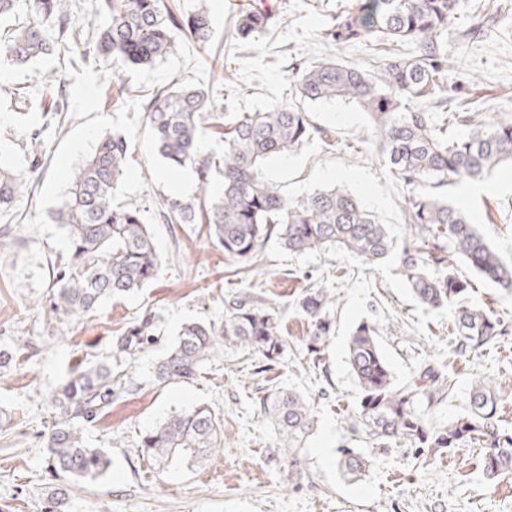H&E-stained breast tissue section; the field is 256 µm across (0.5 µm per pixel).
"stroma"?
I'll list each match as a JSON object with an SVG mask.
<instances>
[{
  "label": "stroma",
  "instance_id": "obj_1",
  "mask_svg": "<svg viewBox=\"0 0 512 512\" xmlns=\"http://www.w3.org/2000/svg\"><path fill=\"white\" fill-rule=\"evenodd\" d=\"M273 12L264 34L239 40L237 13L258 2ZM353 0H173L178 13H208L213 38L200 45L177 36V50L151 67L121 68L106 57L80 61L79 47L48 26L52 53L26 65L0 57V164L24 173L27 190L0 214L15 246L0 251V349L12 352L0 369V512H52L55 491H65L62 512H512V478L490 479L481 448L468 446L424 458L406 449L377 457L364 480L347 482L336 468L337 450L352 440L347 417L359 389L347 361L351 330L365 320L379 329V343L396 381L430 360L448 362L454 381L448 400L432 418L443 423L465 414L472 384L485 377L501 390L498 416L512 430V296L459 266L470 282L471 304L494 310L507 333L496 347L474 358L454 354L455 336L444 312L428 311L412 297L392 260L370 265L352 255L311 251L290 255L269 242L251 271L240 273L213 245L206 225L162 224L156 218L165 197H192L197 175L171 169L158 153L145 105L172 84L212 89L213 109L254 112L295 102L298 69L336 54L368 61L377 49L356 45L329 49L321 35L333 16ZM462 14L448 26V83L460 85L455 111L471 107L494 117L512 108V0H460ZM488 19L481 39L463 35L473 10ZM59 91L54 118L25 113L49 79ZM311 123L331 130L333 146L313 139L272 157L268 175L288 198L333 185L346 186L387 225L394 240L405 238L406 187L385 167L370 143L368 117L342 101L304 103ZM108 132L129 143L120 185L123 201L140 208L163 258L156 279L135 294L102 303L88 316L63 323L47 319L51 263L66 255V232L51 215L67 191L69 171L93 152ZM448 197L466 212L501 257L512 258V166L485 179L451 186ZM316 285L336 298L334 330L324 365L307 358L310 325L296 306L303 288ZM249 288L278 308L288 339L283 359L270 363L248 352L223 351L189 382L159 383L155 365L183 324L218 322L224 300ZM153 314L163 340L120 366L126 390L105 414L85 423L86 444L107 449L110 469L92 482H75L47 468V438L53 412L47 402L71 369L105 360L115 333ZM30 341L17 355L20 341ZM294 388L312 400L317 427L310 439L308 482L290 485L276 449V435L256 400L274 388ZM206 403L224 422L219 451L200 464L182 463L158 472L140 454L142 435L174 412Z\"/></svg>",
  "mask_w": 512,
  "mask_h": 512
}]
</instances>
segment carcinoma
<instances>
[{
  "label": "carcinoma",
  "instance_id": "1",
  "mask_svg": "<svg viewBox=\"0 0 512 512\" xmlns=\"http://www.w3.org/2000/svg\"><path fill=\"white\" fill-rule=\"evenodd\" d=\"M30 14L0 34V55L26 64L52 51L45 26L67 31L69 0H29ZM460 0H357L324 29L330 47L389 42L413 47L401 58L380 56L369 66L317 58L302 69L296 95L303 101L337 98L356 104L371 123V141L395 179L407 188L403 207L407 237L394 241L372 211L340 185L300 199L286 197L267 174V161L319 136L301 107L274 103L258 112H212L211 95L202 87L159 90L145 106L160 155L171 167L189 166L199 179L196 198H164L157 207L163 224L209 226L210 238L224 257L241 269L254 267L270 239L288 253L343 251L365 262L395 260L396 272L428 310H448L455 352L477 356L504 335L491 309L465 303L469 283L460 278L456 260L512 295V261L504 260L479 233L468 214L444 195L424 190L482 179L512 163V114L487 121L480 112L448 111V23L458 16ZM110 21L99 29L81 57L94 52L122 66H147L172 54L174 31L194 42L210 41L209 16H184L164 0H102ZM271 14L252 6L237 21L249 39L270 26ZM465 126L463 135L453 133ZM222 127V156L198 148L210 128ZM128 159L120 134L102 136L93 154L69 174V190L52 215L68 239V258L53 278L49 318H80L107 299L128 296L154 279L162 266L141 211L119 201V186ZM220 172L222 188L211 190V174ZM19 172L0 166V212L11 209L26 187ZM334 298L322 288H307L297 301L311 329L307 351L320 368L331 335ZM155 323L146 315L112 337L113 361L68 374L51 394L56 421L47 438L51 469L73 481L105 474L110 458L103 448L88 447L82 424L112 407L125 392L112 363L127 362L156 343ZM288 341L275 307L246 290L224 299V320L184 325L174 345L155 367L160 382L196 378L220 350H242L269 362L283 357ZM348 362L359 387V400L348 419L352 435H363L373 448H407L425 457L463 448L475 441L483 449L490 478L512 476V431L501 427L499 401L490 380L476 383L466 414L435 424L430 410L445 403L453 384L439 364L421 367L396 384L382 353L375 324L363 321L348 340ZM261 414L271 420L276 448L288 483L309 479L306 443L317 424L313 404L292 389L262 396ZM224 425L207 405L172 415L141 439V454L155 468L176 461L203 462L221 444ZM373 452L340 449L336 466L349 480L373 466Z\"/></svg>",
  "mask_w": 512,
  "mask_h": 512
}]
</instances>
